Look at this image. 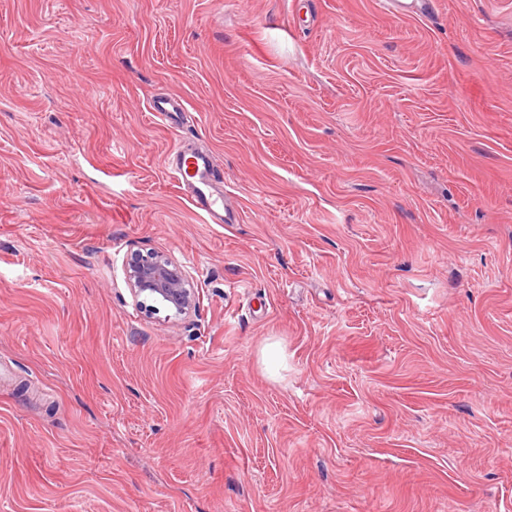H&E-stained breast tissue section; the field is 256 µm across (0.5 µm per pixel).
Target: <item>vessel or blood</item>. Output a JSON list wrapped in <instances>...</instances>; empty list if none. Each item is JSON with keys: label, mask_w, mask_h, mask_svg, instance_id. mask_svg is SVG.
<instances>
[{"label": "vessel or blood", "mask_w": 512, "mask_h": 512, "mask_svg": "<svg viewBox=\"0 0 512 512\" xmlns=\"http://www.w3.org/2000/svg\"><path fill=\"white\" fill-rule=\"evenodd\" d=\"M148 110L155 118L165 122L170 114L184 112L185 105L182 99L176 97L157 96L150 101ZM171 166L172 177L179 185L189 189L192 203L201 211L206 223L237 221V214L224 208V188L214 177V162L209 153L174 151Z\"/></svg>", "instance_id": "1"}]
</instances>
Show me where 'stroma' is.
Wrapping results in <instances>:
<instances>
[{
  "label": "stroma",
  "instance_id": "obj_1",
  "mask_svg": "<svg viewBox=\"0 0 512 512\" xmlns=\"http://www.w3.org/2000/svg\"><path fill=\"white\" fill-rule=\"evenodd\" d=\"M427 2L0 0V512H512V0ZM148 111L155 118L168 123L170 114L185 112V105L180 98L156 96L150 101ZM171 166L172 177L180 186L190 190L192 203L202 212L206 223H239L238 211L230 214L224 210V185L215 180L212 155L204 151L182 153L180 148H176L172 153ZM125 275L136 304L148 315L162 307L170 312L169 318L182 319L194 313L199 305L187 270L163 253L132 254Z\"/></svg>",
  "mask_w": 512,
  "mask_h": 512
}]
</instances>
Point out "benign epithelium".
Masks as SVG:
<instances>
[{"label":"benign epithelium","mask_w":512,"mask_h":512,"mask_svg":"<svg viewBox=\"0 0 512 512\" xmlns=\"http://www.w3.org/2000/svg\"><path fill=\"white\" fill-rule=\"evenodd\" d=\"M125 275L136 304L148 315L163 308L170 316L182 319L194 313L199 305L187 270L160 252L132 254Z\"/></svg>","instance_id":"1"}]
</instances>
